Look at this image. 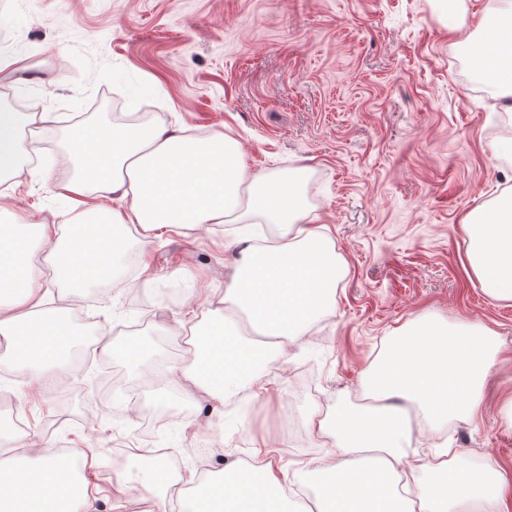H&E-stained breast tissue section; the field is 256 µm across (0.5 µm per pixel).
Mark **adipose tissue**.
I'll use <instances>...</instances> for the list:
<instances>
[{
  "label": "adipose tissue",
  "mask_w": 512,
  "mask_h": 512,
  "mask_svg": "<svg viewBox=\"0 0 512 512\" xmlns=\"http://www.w3.org/2000/svg\"><path fill=\"white\" fill-rule=\"evenodd\" d=\"M478 24L487 31L484 41L458 47L478 82L496 89L499 108L511 113L512 0H492ZM47 119L44 112L0 110V170L19 176L21 126ZM67 149L72 175L62 184L41 181L68 213L66 222L19 218L0 192V353L21 376L22 395L42 394L73 370V317L90 288L130 267L137 270L130 287L152 286L147 250L132 252L125 243L130 225L147 241L161 231L231 223L240 257L224 285L223 308L197 319L207 298L199 288L183 291L186 310L177 325L191 332L190 365L154 362L152 343L138 336L102 342L98 352L103 361L161 380L157 397L165 403L200 392L219 412L229 396L268 405L270 369L288 364L292 346L334 309L346 271L323 226L308 221L307 169L256 173L241 142L223 131L199 135L142 123L72 125ZM464 230L484 293L512 301V196L473 209ZM39 243L47 247L41 260ZM46 266L66 306L56 307L45 288ZM503 351L492 329L437 314L391 328L363 372L366 404L308 417L322 450L302 463L314 478L313 512H512V473L499 465L464 470L447 449L411 451L414 433L480 415ZM7 444L0 451V512H98L100 502L112 512H292L283 445L263 434L251 438V465L220 459L203 472L175 476L166 455L145 462L134 456L114 465L106 485L99 481L101 443L57 451L28 424ZM138 485L144 494H134Z\"/></svg>",
  "instance_id": "ef3b65f1"
}]
</instances>
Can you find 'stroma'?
Here are the masks:
<instances>
[{
	"label": "stroma",
	"instance_id": "1",
	"mask_svg": "<svg viewBox=\"0 0 512 512\" xmlns=\"http://www.w3.org/2000/svg\"><path fill=\"white\" fill-rule=\"evenodd\" d=\"M0 30L10 51L47 78L0 79V107L53 117L21 129L37 162L12 187L17 214L61 221L38 179L69 176L71 122L95 121L103 107L135 114L119 73L154 83L145 102L151 124L224 131L256 172L309 170L312 221L326 226L347 264L336 307L302 339L287 371L269 372L270 406L224 408L226 419L284 437L285 462L315 448L309 432L290 434L283 405L302 424L310 410L358 404L363 371L387 331L408 318L482 323L512 349V302L481 291L463 229L470 210L512 192V158L491 150L512 133V116L493 111L495 90L473 83L469 64L460 63L439 0H0ZM230 230L209 224L145 246L158 279L138 294L150 318L136 333L155 343L158 358L182 366L192 359L177 331L181 293L165 273L188 269L219 301L239 257L224 247ZM127 296L111 285L88 292L82 314L97 338H119L131 313ZM97 376V364L85 366L21 402L16 417L18 387L4 381L0 429L36 424L60 450L103 438L105 483L114 463L152 444L170 449V467L181 474L204 470L218 448L225 459L251 462L245 433L225 441L185 432L186 423L210 419L206 397L166 405L150 393L127 399L122 389L106 397ZM511 386L512 363L492 376L478 422L450 421L421 437L417 450L446 444L462 468L489 460L512 469V430L499 412ZM146 408L168 413V422L140 426Z\"/></svg>",
	"mask_w": 512,
	"mask_h": 512
}]
</instances>
